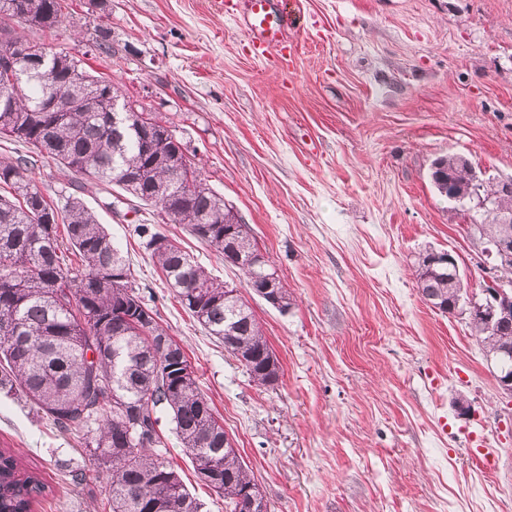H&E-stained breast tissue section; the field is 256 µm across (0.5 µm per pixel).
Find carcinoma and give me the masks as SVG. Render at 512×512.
I'll return each mask as SVG.
<instances>
[{
	"label": "carcinoma",
	"instance_id": "1",
	"mask_svg": "<svg viewBox=\"0 0 512 512\" xmlns=\"http://www.w3.org/2000/svg\"><path fill=\"white\" fill-rule=\"evenodd\" d=\"M2 18L45 31L61 27L66 14L62 0H0ZM51 56L49 75L28 79L14 92L0 73V137L47 155L80 177L87 192L115 185L139 203L159 207L171 223L185 225L226 260L231 253L224 233L231 228L232 253L259 251L238 213L204 183L181 140L159 134L148 145L138 133L140 121L160 129L165 124L141 111L112 126L102 100L107 93L120 98L118 85L63 52L53 50ZM53 98L58 112L49 110ZM439 162L455 174L451 201L467 202L477 191L498 193L491 183L477 190L456 157ZM31 164L23 155L0 160V186L9 188L0 195V327H12L9 334L0 332V394L30 405L61 430L83 432L93 466L106 478L110 512H203L205 503L166 458L163 412L195 473L216 474L207 488L224 498L226 512H244L240 496L258 483L238 449L224 443V425L201 393L182 347L153 317L140 325L120 323L123 316L153 311L132 288L130 264L80 197L70 195L61 204L43 195L26 175ZM130 173L140 175L141 183L127 184ZM478 230L491 244L502 225L487 218ZM134 233L190 316L225 342L230 354L247 360L252 381L264 388L277 382L278 358L241 295H231L234 288L211 277L155 225L141 222ZM158 238L167 244L152 247ZM69 250L80 264L68 262ZM269 268L267 259L243 271L246 287H259ZM114 270L126 278L121 288L112 282ZM416 278L421 295L439 311L448 312L458 301L461 288L425 255L418 259ZM471 326L487 354L512 367V357L505 358L512 332ZM163 338L176 346L177 356L161 349ZM46 488L37 473L0 449V512H32Z\"/></svg>",
	"mask_w": 512,
	"mask_h": 512
}]
</instances>
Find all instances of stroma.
I'll return each mask as SVG.
<instances>
[{
    "label": "stroma",
    "mask_w": 512,
    "mask_h": 512,
    "mask_svg": "<svg viewBox=\"0 0 512 512\" xmlns=\"http://www.w3.org/2000/svg\"><path fill=\"white\" fill-rule=\"evenodd\" d=\"M225 0H68L56 32L26 31L118 78L199 163L270 258L291 305L249 296L280 378L256 386L188 316L133 229L148 221L213 278L238 269L120 188L84 194L128 256L157 322L183 347L202 393L252 471L270 512H512V400L467 316L421 295L416 264L452 253L468 291L496 261L475 228L484 212L440 196L437 158L512 179V0H296L287 48L254 55ZM112 54L88 49L98 28ZM51 198L77 179L47 159L28 171ZM160 429L167 457L207 512L224 501ZM0 448L50 486L33 512H104L105 481L71 485L86 465L62 431L0 395Z\"/></svg>",
    "instance_id": "obj_1"
}]
</instances>
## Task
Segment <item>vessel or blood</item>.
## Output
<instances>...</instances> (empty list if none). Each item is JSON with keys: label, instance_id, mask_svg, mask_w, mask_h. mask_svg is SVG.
Instances as JSON below:
<instances>
[{"label": "vessel or blood", "instance_id": "b4317fda", "mask_svg": "<svg viewBox=\"0 0 512 512\" xmlns=\"http://www.w3.org/2000/svg\"><path fill=\"white\" fill-rule=\"evenodd\" d=\"M243 5L242 20L257 55L281 43L296 18L291 0H243Z\"/></svg>", "mask_w": 512, "mask_h": 512}]
</instances>
